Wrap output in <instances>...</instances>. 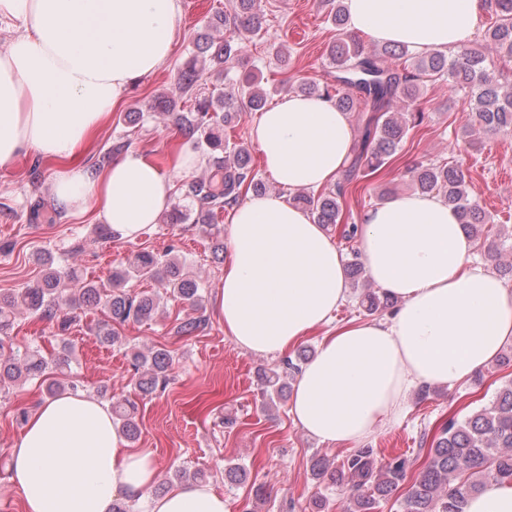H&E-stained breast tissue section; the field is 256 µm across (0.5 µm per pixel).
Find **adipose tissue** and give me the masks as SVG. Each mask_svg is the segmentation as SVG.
Instances as JSON below:
<instances>
[{"label":"adipose tissue","instance_id":"obj_1","mask_svg":"<svg viewBox=\"0 0 512 512\" xmlns=\"http://www.w3.org/2000/svg\"><path fill=\"white\" fill-rule=\"evenodd\" d=\"M352 29L425 53L469 43L483 0H344ZM180 0H0L21 31L0 52V166L34 153L58 161L54 199L95 209L115 240L133 242L172 203V174L201 165L182 149L171 168L130 150L100 171L79 161L136 81L168 64ZM252 137L288 189L335 180L352 147L347 115L295 93L263 112ZM360 246L370 280L399 304L385 320L331 326L348 297L342 256L323 227L283 196L236 205L216 296L240 349L282 355L325 329L303 366L289 413L321 443L359 445L397 420L420 385L453 386L512 343V291L472 259L454 209L434 194H404L364 213ZM159 462L128 447L108 405L82 392L44 398L16 438L9 482L23 512H110L118 496L140 512H227L210 485L152 495ZM465 512H512V483L488 479Z\"/></svg>","mask_w":512,"mask_h":512}]
</instances>
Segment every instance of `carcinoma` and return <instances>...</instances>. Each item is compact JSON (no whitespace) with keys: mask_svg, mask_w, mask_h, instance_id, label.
I'll return each instance as SVG.
<instances>
[{"mask_svg":"<svg viewBox=\"0 0 512 512\" xmlns=\"http://www.w3.org/2000/svg\"><path fill=\"white\" fill-rule=\"evenodd\" d=\"M326 2L329 20L336 28V40L328 49L335 75L321 85L304 82L297 90L326 99L342 112L357 113L360 131L351 159L333 187L320 192L303 190L290 198V203L306 210L316 223L326 228L338 226L352 182L361 174L370 176L383 169L410 131L424 122L425 113L418 108V101L429 82L446 83L467 96L470 110L462 125L463 141L471 140L477 132L512 131V85L499 82L489 72L480 49L464 45L454 51L420 54L388 43L370 49L349 31L343 0ZM235 3L233 12L216 11L197 33L194 49L176 77L178 89L187 98L179 102L160 93L146 111L126 114L133 125L157 117L173 122L208 159L206 176L178 185L177 192L189 204L175 205L166 213L171 224L192 222L213 228L224 210L237 203L242 191L250 190L257 196L268 193L253 168L249 147L226 137L242 112L264 110L270 96L252 71L243 70L247 60L241 35L262 28V0ZM490 4L495 21L483 32L482 42L512 57V0H490ZM213 30L224 31V37L214 38ZM206 76L215 83L202 90L199 82ZM229 85L236 90L227 89ZM409 175L415 191L436 193L456 211L465 232L478 242L497 273L512 280V262L502 260L504 253H512V242L485 236L484 225L489 219L468 191L463 165L420 160L409 169ZM173 251L171 246L162 255L136 253L127 266L112 271L110 288L80 279L75 268L56 269L51 258L44 259L45 270L39 281L0 295V392L8 393L12 387L33 379L42 381L49 395L77 390L74 384L66 387L49 377L50 367L68 364L65 357L48 359L38 347L11 342L9 331L19 310L39 320L56 321L58 334L54 339L69 353L72 346L64 332L88 307L107 310L109 319L98 323L96 337L108 346L121 342L115 325L154 318L158 297L124 290V284L133 277L162 280L171 297L188 303L195 312L202 309L204 288L186 272V260L173 255ZM345 271L352 288L363 289L360 307L365 312H390L396 306L397 301L388 292L371 286L358 251H351ZM205 325L203 315L188 314L177 319L174 330L178 336H194ZM129 359L134 385L144 396L166 385L174 365L171 351L165 348L147 353L133 348ZM305 360L300 354L296 360L286 359L283 366L262 374L264 396H280L281 375L295 376ZM110 407L122 434L129 440L136 439L137 406L117 399L110 401ZM412 463L403 454L384 458L374 448L361 447L336 461L317 457L311 470L319 482L344 491V512H377L381 502L404 481ZM490 477L512 481V381L498 388L479 410L461 419L451 417L442 424L401 502V512H464L466 496L478 492Z\"/></svg>","mask_w":512,"mask_h":512,"instance_id":"obj_1","label":"carcinoma"}]
</instances>
